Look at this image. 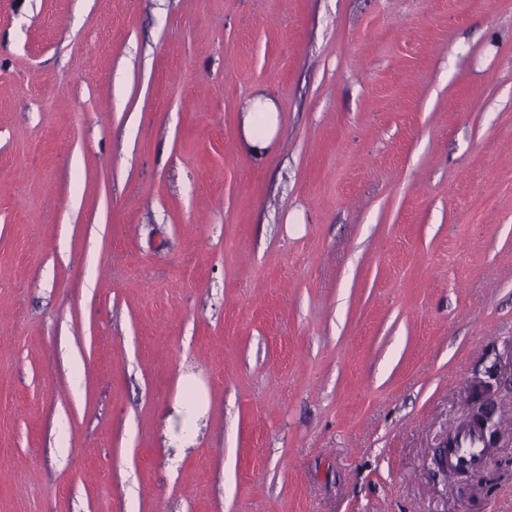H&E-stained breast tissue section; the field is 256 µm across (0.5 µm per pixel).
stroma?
<instances>
[{"label": "stroma", "instance_id": "obj_1", "mask_svg": "<svg viewBox=\"0 0 512 512\" xmlns=\"http://www.w3.org/2000/svg\"><path fill=\"white\" fill-rule=\"evenodd\" d=\"M0 512H512V6L0 0ZM278 127V112L273 102L255 99L242 116L246 145L255 156L267 149Z\"/></svg>", "mask_w": 512, "mask_h": 512}]
</instances>
